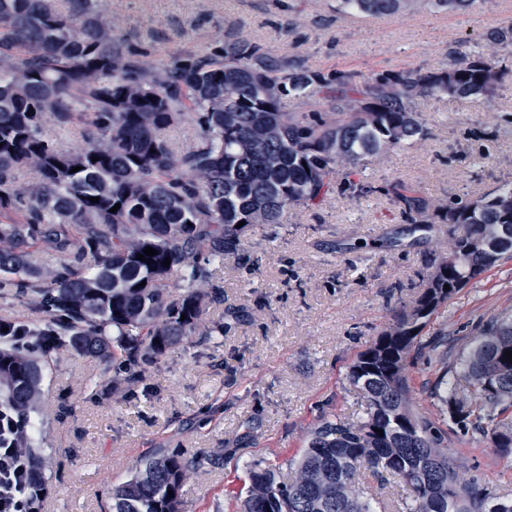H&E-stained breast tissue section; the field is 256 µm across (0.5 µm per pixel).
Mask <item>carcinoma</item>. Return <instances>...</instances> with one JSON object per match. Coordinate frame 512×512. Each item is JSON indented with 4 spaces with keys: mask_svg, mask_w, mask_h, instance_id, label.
<instances>
[{
    "mask_svg": "<svg viewBox=\"0 0 512 512\" xmlns=\"http://www.w3.org/2000/svg\"><path fill=\"white\" fill-rule=\"evenodd\" d=\"M65 2L0 0V299L25 301L39 315L23 323L40 337L39 349L101 360L118 352L116 370L130 383L197 333L221 291L193 285L224 256L246 251L247 228L280 224L289 209L319 204L338 189L371 192L355 170L360 157L423 137L419 105L427 97L492 93L498 47L512 44L509 25L463 65L361 78L311 70L247 38L154 62L124 42L102 0ZM341 2L349 13L382 17L465 10L477 0ZM290 94H319L330 109L284 112ZM50 121L83 122L81 146L59 147L45 132ZM185 122L195 129L185 144L163 135ZM22 170L31 174L24 184ZM391 192L412 223L458 224L462 232L421 293L348 367L365 418L314 427L292 478L276 462L250 469L241 512H377L379 501L360 487L363 468L383 484L401 479L410 487L406 510L388 512H484L491 489L461 477L444 451L445 435L412 406L409 356L438 309L512 253V180L476 200L436 205L400 183ZM36 245L56 260L46 274L28 260ZM147 247L157 250L149 263L137 259ZM174 274L181 292L170 288ZM506 350L512 315L487 324L456 363L443 362L436 399L441 421L512 454ZM43 377L31 355L0 348V404L31 416ZM461 378L475 388L474 399L459 396ZM28 453L41 490L40 453L31 445ZM202 463L154 449L113 488L112 512H181L185 476Z\"/></svg>",
    "mask_w": 512,
    "mask_h": 512,
    "instance_id": "1",
    "label": "carcinoma"
}]
</instances>
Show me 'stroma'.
I'll use <instances>...</instances> for the list:
<instances>
[{
	"label": "stroma",
	"instance_id": "stroma-1",
	"mask_svg": "<svg viewBox=\"0 0 512 512\" xmlns=\"http://www.w3.org/2000/svg\"><path fill=\"white\" fill-rule=\"evenodd\" d=\"M125 41L165 61L245 36L317 70L420 73L467 62L489 34L512 24V0H477L464 12L430 9L368 17L339 0H105ZM488 95L422 100L423 140L364 157L367 195L343 192L297 207L282 224L247 229L246 256H226L201 290L224 299L199 334L145 365L141 382L116 381L111 363L69 349L38 353L46 371L39 426L46 492L38 512H106L131 467L164 446L210 456L188 474L182 512H237L233 491L251 467L284 473L325 418L356 422L365 400L346 374L357 354L420 293L431 263L461 232L412 231L386 193L400 182L435 200L474 199L512 179V46ZM512 314V257L459 290L410 356L412 402L435 410L442 360L490 321ZM224 333L212 335L216 325ZM448 452L466 476L512 496V454L480 435L448 429Z\"/></svg>",
	"mask_w": 512,
	"mask_h": 512
}]
</instances>
